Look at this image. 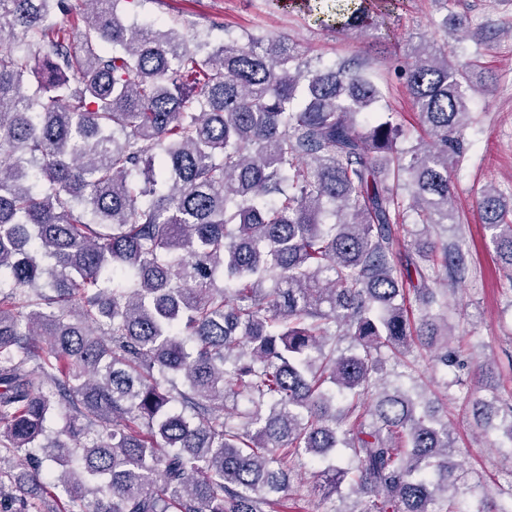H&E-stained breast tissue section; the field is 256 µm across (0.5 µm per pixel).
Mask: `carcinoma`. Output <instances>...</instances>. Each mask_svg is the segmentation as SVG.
Returning <instances> with one entry per match:
<instances>
[{
	"mask_svg": "<svg viewBox=\"0 0 512 512\" xmlns=\"http://www.w3.org/2000/svg\"><path fill=\"white\" fill-rule=\"evenodd\" d=\"M104 2L0 0V512H57L6 487L44 465L82 512H274L290 458L362 512H464L448 420L378 373L455 364L435 308L464 259L433 232L468 68L425 40L397 61L410 144L361 61ZM346 2L319 24L395 7ZM480 208L512 268V205L488 185ZM478 383L512 441L494 369Z\"/></svg>",
	"mask_w": 512,
	"mask_h": 512,
	"instance_id": "cac0c4a2",
	"label": "carcinoma"
}]
</instances>
